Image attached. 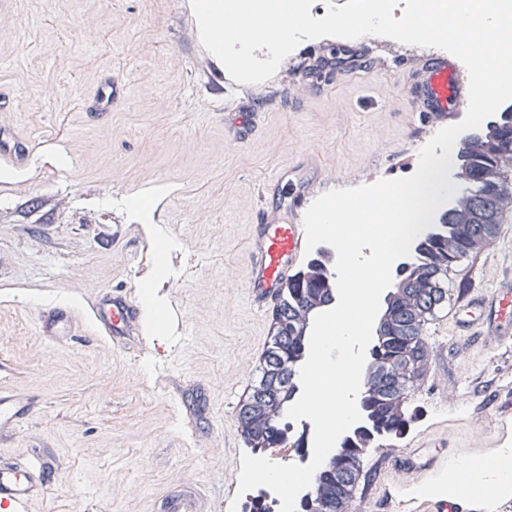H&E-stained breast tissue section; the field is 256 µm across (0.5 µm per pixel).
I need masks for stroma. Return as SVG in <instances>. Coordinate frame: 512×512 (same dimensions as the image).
<instances>
[{"label":"stroma","instance_id":"35a3bbf8","mask_svg":"<svg viewBox=\"0 0 512 512\" xmlns=\"http://www.w3.org/2000/svg\"><path fill=\"white\" fill-rule=\"evenodd\" d=\"M359 42L373 67L303 74L294 52L272 78L232 83L208 106L211 55L189 0H15L0 13V85L14 96L0 128L26 130L35 144L29 167L0 179V356L18 369L12 387L42 400L9 451L24 458L34 432L68 466L33 512H82L90 501L106 512H161L175 488L237 480L224 434L237 427L272 327L245 289L261 184L312 148L338 189L410 174L401 155L421 116L405 69L433 50ZM106 72L122 80L125 99L94 125L81 103ZM245 107L255 124L230 146ZM116 224L151 245L140 298L148 316L167 309L168 285H178L186 331L171 374L187 393L205 390L208 410L192 421L200 442L181 437L179 400L149 366L93 339L56 346L37 332L38 302L81 306L133 277L128 247L102 243ZM424 338L437 385L411 388L412 429H451L467 460L512 451V423L496 424L489 409L490 390L512 386V347L438 336L430 324Z\"/></svg>","mask_w":512,"mask_h":512}]
</instances>
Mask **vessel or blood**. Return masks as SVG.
<instances>
[{
    "label": "vessel or blood",
    "mask_w": 512,
    "mask_h": 512,
    "mask_svg": "<svg viewBox=\"0 0 512 512\" xmlns=\"http://www.w3.org/2000/svg\"><path fill=\"white\" fill-rule=\"evenodd\" d=\"M408 93L424 124L416 128L413 139H421L425 126H450L464 116L469 103V84L459 66L448 56L426 60L412 71ZM124 86L111 73H104L95 90L86 97L83 108L93 121L111 117L121 102ZM30 137L0 130V166L20 169L32 160ZM323 176L320 153L310 149L294 167L281 170L263 187V204L251 226L249 267L246 293L251 307L260 314L276 312L282 295L305 267L309 255L303 219L313 200L331 191ZM139 287L110 288L99 292L86 306L63 302L41 305L38 332L43 340L55 345H73L85 331L114 349L130 350L135 357L149 360L154 356L156 329L139 305ZM186 322L180 304H171L165 315V328L172 342H180ZM439 326L451 327L456 336H496L512 342V275L489 288L475 284L469 274H462L454 301L438 320ZM15 367L10 359L0 357V447H7L22 424L31 422L41 401L35 393L8 387ZM31 456L23 463L0 462V512H31L32 504L47 494L59 477V460L38 436H31ZM448 436L434 437L423 430L409 439L403 451L383 456L384 471L403 477L428 478L445 464L439 456L442 448H454ZM233 494L225 483L207 491L179 489L168 494L162 512H225ZM386 504L397 503L401 512H483L484 506L473 499L417 502L400 499L398 486L388 483Z\"/></svg>",
    "instance_id": "vessel-or-blood-1"
}]
</instances>
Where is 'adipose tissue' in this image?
<instances>
[{"mask_svg":"<svg viewBox=\"0 0 512 512\" xmlns=\"http://www.w3.org/2000/svg\"><path fill=\"white\" fill-rule=\"evenodd\" d=\"M437 491L453 496L471 491L511 492L512 460L497 459L481 468L467 461L452 465Z\"/></svg>","mask_w":512,"mask_h":512,"instance_id":"1","label":"adipose tissue"}]
</instances>
